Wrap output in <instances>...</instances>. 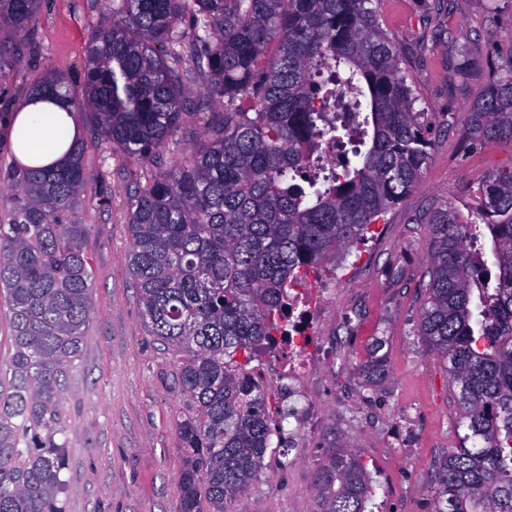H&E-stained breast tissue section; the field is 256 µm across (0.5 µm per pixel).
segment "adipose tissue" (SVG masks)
Wrapping results in <instances>:
<instances>
[{"mask_svg":"<svg viewBox=\"0 0 512 512\" xmlns=\"http://www.w3.org/2000/svg\"><path fill=\"white\" fill-rule=\"evenodd\" d=\"M77 135L73 114L30 98L0 121V138L22 164L48 167L65 160Z\"/></svg>","mask_w":512,"mask_h":512,"instance_id":"obj_1","label":"adipose tissue"}]
</instances>
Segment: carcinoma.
Returning a JSON list of instances; mask_svg holds the SVG:
<instances>
[{
    "mask_svg": "<svg viewBox=\"0 0 512 512\" xmlns=\"http://www.w3.org/2000/svg\"><path fill=\"white\" fill-rule=\"evenodd\" d=\"M37 0H0V76L15 71ZM376 0H112V24L86 45L81 95L57 75L26 96L89 114L95 136L161 164L183 119L185 82L207 77L223 107L203 142L134 192L128 270L148 332L183 353L176 422L186 454L180 512H238L276 427L243 371L292 327L293 291L374 234L419 183L435 118L415 109L402 52ZM192 30L188 39L181 26ZM274 55H267L272 42ZM186 59L188 70L169 65ZM464 148L512 143V57L464 126ZM338 151L323 174L325 148ZM77 139L59 166L3 177L0 296L11 313L0 393V512H63L62 395L94 314V274L78 212ZM417 336L448 373L458 446L436 465L434 512H512V171L479 187L470 216L431 204ZM489 238L493 266L481 239ZM372 345L368 382L386 374ZM317 512H369L371 473L330 448L314 472Z\"/></svg>",
    "mask_w": 512,
    "mask_h": 512,
    "instance_id": "obj_1",
    "label": "carcinoma"
}]
</instances>
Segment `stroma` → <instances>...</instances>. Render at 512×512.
<instances>
[{
	"label": "stroma",
	"mask_w": 512,
	"mask_h": 512,
	"mask_svg": "<svg viewBox=\"0 0 512 512\" xmlns=\"http://www.w3.org/2000/svg\"><path fill=\"white\" fill-rule=\"evenodd\" d=\"M377 8L403 49L416 110L439 121L431 160L375 237L352 248L345 270L322 265L304 291L300 303L314 334L301 356L311 368L288 377V356L276 350L251 363L279 432L241 512H316L314 470L328 448L350 450L366 463L376 482L372 512H433L435 465L458 443L448 375L415 332L430 250L427 227L415 218L433 202L468 210L488 176L512 169V143L488 140L469 152L462 138L487 62L512 56V0H452L433 14L424 0H379ZM111 21L112 0H39L0 111L14 105L21 85L59 72L80 90L85 46ZM458 44L477 64L464 82L453 72ZM206 85L202 76L188 81L184 118L164 162L203 140L206 129L195 114L208 106ZM74 119L86 144L78 208L91 226L86 249L96 288L82 355L64 392L70 446L61 499L65 512H179L180 355L150 336L128 272L125 213L154 169L94 139L85 113ZM377 339L384 342L388 376L371 386L364 371Z\"/></svg>",
	"instance_id": "1"
}]
</instances>
